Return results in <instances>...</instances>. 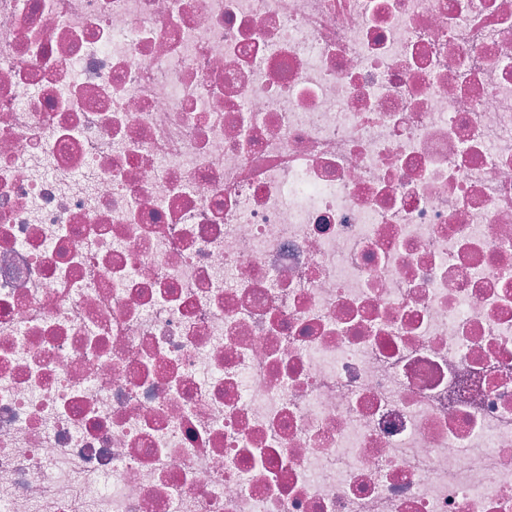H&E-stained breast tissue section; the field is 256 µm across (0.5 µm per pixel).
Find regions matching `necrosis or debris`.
<instances>
[{
	"instance_id": "1",
	"label": "necrosis or debris",
	"mask_w": 512,
	"mask_h": 512,
	"mask_svg": "<svg viewBox=\"0 0 512 512\" xmlns=\"http://www.w3.org/2000/svg\"><path fill=\"white\" fill-rule=\"evenodd\" d=\"M0 512H512V0H0Z\"/></svg>"
}]
</instances>
